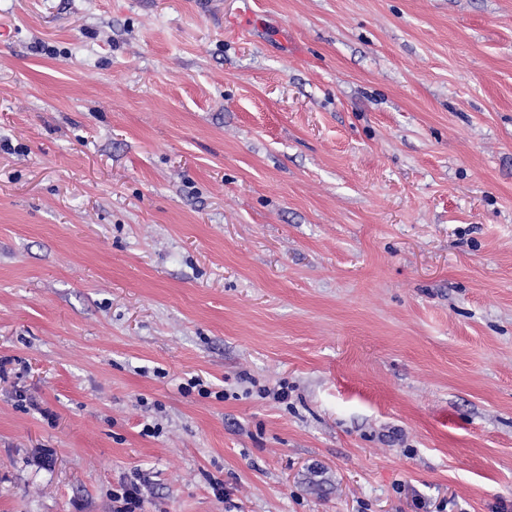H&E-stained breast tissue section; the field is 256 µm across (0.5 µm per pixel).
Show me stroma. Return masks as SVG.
<instances>
[{
	"instance_id": "obj_1",
	"label": "stroma",
	"mask_w": 512,
	"mask_h": 512,
	"mask_svg": "<svg viewBox=\"0 0 512 512\" xmlns=\"http://www.w3.org/2000/svg\"><path fill=\"white\" fill-rule=\"evenodd\" d=\"M131 482L512 512V0H0V512Z\"/></svg>"
}]
</instances>
